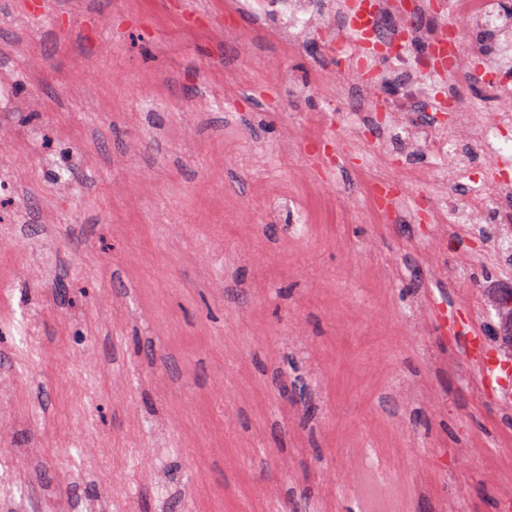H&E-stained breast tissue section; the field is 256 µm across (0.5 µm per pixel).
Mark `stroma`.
Returning <instances> with one entry per match:
<instances>
[{
    "mask_svg": "<svg viewBox=\"0 0 512 512\" xmlns=\"http://www.w3.org/2000/svg\"><path fill=\"white\" fill-rule=\"evenodd\" d=\"M335 101L316 50L224 0H0V460L32 512H366L370 456L402 512H498L512 407L459 333L489 337L512 264L482 213L376 221L374 144L322 181ZM251 177L266 184V199L274 204L280 211L288 214L298 211L292 203V196L288 192V187L274 181L267 180L262 174V166L255 165L251 170Z\"/></svg>",
    "mask_w": 512,
    "mask_h": 512,
    "instance_id": "1",
    "label": "stroma"
}]
</instances>
